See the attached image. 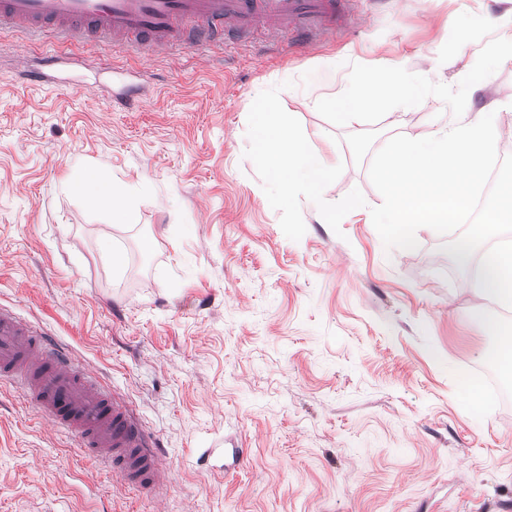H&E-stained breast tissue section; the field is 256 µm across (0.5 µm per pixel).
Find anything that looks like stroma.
I'll return each instance as SVG.
<instances>
[{"instance_id": "35a3bbf8", "label": "stroma", "mask_w": 512, "mask_h": 512, "mask_svg": "<svg viewBox=\"0 0 512 512\" xmlns=\"http://www.w3.org/2000/svg\"><path fill=\"white\" fill-rule=\"evenodd\" d=\"M360 6L306 50L257 35L146 57L0 31V306L135 408L169 474L162 497L140 494L0 382V512H512V393L477 412L464 397L512 308L475 290L446 236L422 227L417 248L389 250L371 222L372 154L452 114L430 96L337 126L312 104L340 95L353 63L457 86L505 37L487 17L512 0ZM48 54L47 84L26 83ZM329 61L335 83L306 86ZM123 85L139 111H113ZM262 104L326 158L319 200L274 188ZM488 107L510 155L512 58L465 111ZM88 178L151 191L116 224Z\"/></svg>"}]
</instances>
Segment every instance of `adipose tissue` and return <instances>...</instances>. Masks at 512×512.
<instances>
[{
    "mask_svg": "<svg viewBox=\"0 0 512 512\" xmlns=\"http://www.w3.org/2000/svg\"><path fill=\"white\" fill-rule=\"evenodd\" d=\"M254 122L261 133L264 158L275 187L283 192L300 188L319 197L330 174L323 155L290 129H270L266 113H255Z\"/></svg>",
    "mask_w": 512,
    "mask_h": 512,
    "instance_id": "1",
    "label": "adipose tissue"
}]
</instances>
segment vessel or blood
<instances>
[{
	"label": "vessel or blood",
	"instance_id": "vessel-or-blood-1",
	"mask_svg": "<svg viewBox=\"0 0 512 512\" xmlns=\"http://www.w3.org/2000/svg\"><path fill=\"white\" fill-rule=\"evenodd\" d=\"M359 0H0V29L93 36L151 55L179 45L269 40L312 46L358 15ZM18 379L21 396L78 448L108 463L124 483L160 495L168 483L154 439L133 408L111 395L87 365L48 335L0 308V381Z\"/></svg>",
	"mask_w": 512,
	"mask_h": 512
}]
</instances>
